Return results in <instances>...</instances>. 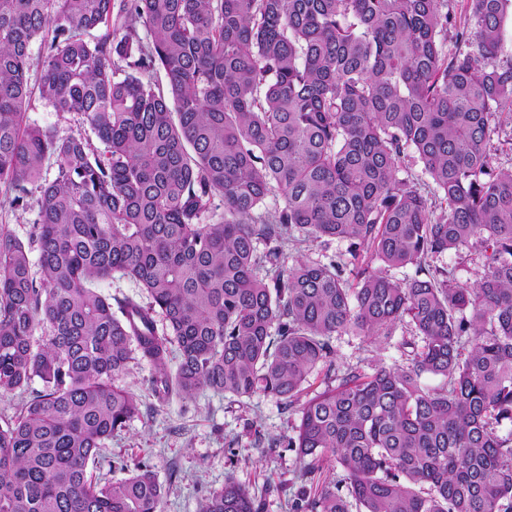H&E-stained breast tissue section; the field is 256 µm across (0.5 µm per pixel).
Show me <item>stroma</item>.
Masks as SVG:
<instances>
[{"instance_id":"obj_1","label":"stroma","mask_w":512,"mask_h":512,"mask_svg":"<svg viewBox=\"0 0 512 512\" xmlns=\"http://www.w3.org/2000/svg\"><path fill=\"white\" fill-rule=\"evenodd\" d=\"M403 338L400 328L381 342L349 332L333 337V359L341 370L401 365ZM152 373L151 365L135 358L119 379V387L139 399L140 413L100 449L94 475L120 479L137 465H149L163 486L162 512H199L205 492L231 475L261 500L263 512H290L300 463L287 442L296 435L298 408L261 395L248 399L210 390L162 403L150 389Z\"/></svg>"}]
</instances>
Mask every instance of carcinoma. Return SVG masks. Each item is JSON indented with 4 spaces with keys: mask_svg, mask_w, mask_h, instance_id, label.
Instances as JSON below:
<instances>
[{
    "mask_svg": "<svg viewBox=\"0 0 512 512\" xmlns=\"http://www.w3.org/2000/svg\"><path fill=\"white\" fill-rule=\"evenodd\" d=\"M509 17L467 0L451 54L448 0H0V206L37 207L27 241L0 226V393L43 385L0 420V512H162L151 467L89 468L140 413L134 350L160 401L299 406L292 512H512ZM37 39L40 97L104 152L26 123ZM334 239L348 258L283 250ZM473 249V287L431 264ZM116 273L150 303L93 288ZM399 326L404 364L336 372L333 336ZM200 512L262 504L228 475Z\"/></svg>",
    "mask_w": 512,
    "mask_h": 512,
    "instance_id": "cac0c4a2",
    "label": "carcinoma"
}]
</instances>
